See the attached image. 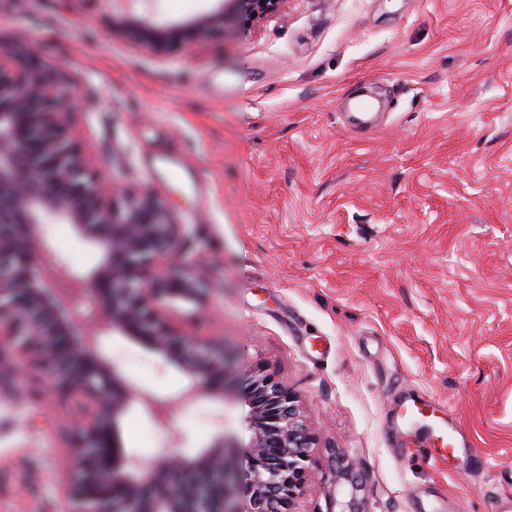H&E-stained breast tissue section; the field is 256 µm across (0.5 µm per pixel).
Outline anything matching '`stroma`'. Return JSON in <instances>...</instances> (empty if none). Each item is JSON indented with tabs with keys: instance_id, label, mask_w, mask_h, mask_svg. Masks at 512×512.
I'll return each instance as SVG.
<instances>
[{
	"instance_id": "stroma-1",
	"label": "stroma",
	"mask_w": 512,
	"mask_h": 512,
	"mask_svg": "<svg viewBox=\"0 0 512 512\" xmlns=\"http://www.w3.org/2000/svg\"><path fill=\"white\" fill-rule=\"evenodd\" d=\"M39 43L72 88L67 135L109 184L183 224L164 269L204 287L164 300L171 324L223 341V401L134 409L124 448L247 444L243 373L271 372L318 441L294 512H334V460L355 463L361 512H490L512 498V0H287L242 37L153 53L112 34L99 0H0V54ZM179 174H172V165ZM43 258L97 253L51 225ZM134 386L188 380L110 337ZM443 405L487 461L432 465L401 448L406 399ZM71 403L28 396L0 354V512H65Z\"/></svg>"
}]
</instances>
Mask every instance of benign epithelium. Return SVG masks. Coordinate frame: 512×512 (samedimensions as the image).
I'll list each match as a JSON object with an SVG mask.
<instances>
[{
  "label": "benign epithelium",
  "instance_id": "obj_1",
  "mask_svg": "<svg viewBox=\"0 0 512 512\" xmlns=\"http://www.w3.org/2000/svg\"><path fill=\"white\" fill-rule=\"evenodd\" d=\"M122 2L102 0L112 29L161 53L254 27L287 0H216L215 10L178 25L118 13ZM73 96L33 69H13L0 54V352L6 347L23 362L31 398L51 394L78 412L72 472L62 488L66 512H293L317 436L297 396L264 370L252 372L241 394L252 432L243 456L222 433L190 457H173L164 446L146 463L124 448L122 421L136 406L163 421L176 404L224 401L231 359L224 343L184 334L161 315L157 302L171 292H201L189 278L170 284L157 275L183 225L148 196L114 200L100 169L67 140ZM48 224H68L96 248V269L43 264ZM101 288L106 303L85 311ZM114 335L147 344L188 384L170 398L134 389L106 351ZM345 483L356 496L360 478L341 463L335 486Z\"/></svg>",
  "mask_w": 512,
  "mask_h": 512
}]
</instances>
